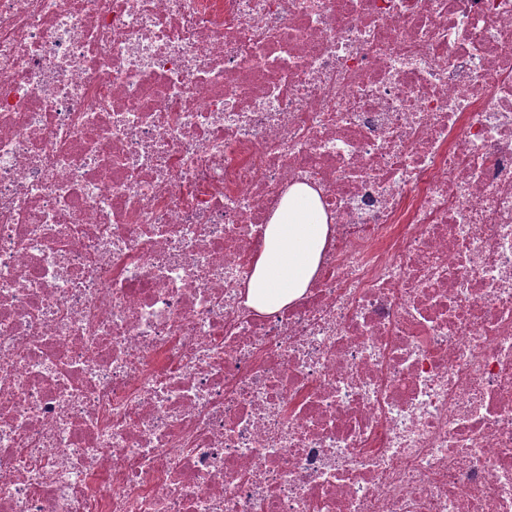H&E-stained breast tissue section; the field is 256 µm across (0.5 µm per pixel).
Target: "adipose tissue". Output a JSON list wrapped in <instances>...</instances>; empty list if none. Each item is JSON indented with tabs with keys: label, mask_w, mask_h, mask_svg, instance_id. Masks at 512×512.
Segmentation results:
<instances>
[{
	"label": "adipose tissue",
	"mask_w": 512,
	"mask_h": 512,
	"mask_svg": "<svg viewBox=\"0 0 512 512\" xmlns=\"http://www.w3.org/2000/svg\"><path fill=\"white\" fill-rule=\"evenodd\" d=\"M330 232L317 192L303 182L289 187L267 224L248 283V306L265 313L299 298L318 270Z\"/></svg>",
	"instance_id": "adipose-tissue-1"
}]
</instances>
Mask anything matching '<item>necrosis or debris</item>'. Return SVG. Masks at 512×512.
Wrapping results in <instances>:
<instances>
[{
  "label": "necrosis or debris",
  "mask_w": 512,
  "mask_h": 512,
  "mask_svg": "<svg viewBox=\"0 0 512 512\" xmlns=\"http://www.w3.org/2000/svg\"><path fill=\"white\" fill-rule=\"evenodd\" d=\"M0 512H512V0H0ZM329 221L312 187L298 182L288 188L267 224L264 248L248 283L250 308L280 310L306 291L331 233Z\"/></svg>",
  "instance_id": "obj_1"
}]
</instances>
